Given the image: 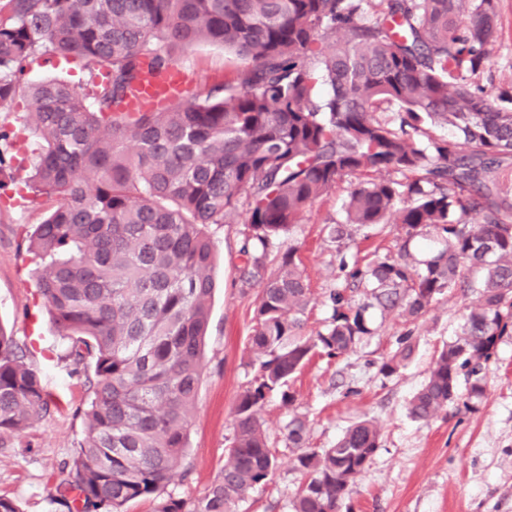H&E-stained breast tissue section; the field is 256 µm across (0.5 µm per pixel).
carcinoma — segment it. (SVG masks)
Returning a JSON list of instances; mask_svg holds the SVG:
<instances>
[{
  "label": "carcinoma",
  "mask_w": 512,
  "mask_h": 512,
  "mask_svg": "<svg viewBox=\"0 0 512 512\" xmlns=\"http://www.w3.org/2000/svg\"><path fill=\"white\" fill-rule=\"evenodd\" d=\"M497 31L496 0H3L0 110L29 99L42 146L30 188L55 205L28 236L37 288L89 402L72 458L75 480L58 501L79 512H239L266 485L278 451L261 411L320 353L340 358L373 336L374 316L412 323L441 296L481 274V301L459 337L437 351L408 403L430 421L463 396L486 394L484 365L512 333V97L494 103L472 86ZM201 42L245 67L206 93L162 110L124 108L146 71ZM43 57L78 61L87 78L32 82ZM394 109L390 115L381 107ZM454 128V139L433 135ZM346 176L357 182L329 237L394 222L396 257L341 259L345 287L330 291L327 327L301 336L311 302L288 248L271 249L303 212ZM242 216V277L260 286L249 337L258 364L235 405L224 465L191 502L166 493L188 449L203 373L213 292L208 228ZM438 244L413 253L416 238ZM413 353L400 337L380 372ZM465 379H460V376ZM51 398L25 351L0 330V448L48 414ZM305 481L293 512H353L350 483L381 443L371 419L331 448L306 447L307 423L286 427Z\"/></svg>",
  "instance_id": "obj_1"
}]
</instances>
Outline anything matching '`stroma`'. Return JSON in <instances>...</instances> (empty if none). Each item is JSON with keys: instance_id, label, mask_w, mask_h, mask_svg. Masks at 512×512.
<instances>
[{"instance_id": "obj_1", "label": "stroma", "mask_w": 512, "mask_h": 512, "mask_svg": "<svg viewBox=\"0 0 512 512\" xmlns=\"http://www.w3.org/2000/svg\"><path fill=\"white\" fill-rule=\"evenodd\" d=\"M498 32L478 81L491 99L512 92V0H497ZM233 55L210 44L178 55L193 77L192 90L207 91L224 76ZM28 100L0 111V126L12 129L11 152L18 180L31 173L40 141L28 122ZM343 178L335 190L302 216L280 251L296 248L313 300L302 318V335L327 325L330 290L339 288L340 255L357 251L398 253L403 230L387 224L362 228L344 250L330 242L327 226L343 216L350 188ZM50 201L27 194L14 204L0 201V329L27 353L52 395L48 414L37 420L0 453V494L13 498L21 512H67L56 504L61 479L73 478L68 464L82 436L81 412L88 403L84 373L73 370L36 288V265L27 251L26 232L44 218ZM247 230L242 220L210 227L215 244L214 282L204 347V368L189 425V448L170 485L174 497L204 495L224 464V450L234 432L237 396L254 376L249 336L259 288L241 277L239 247ZM473 289H453L434 302L413 324L390 315L374 336L347 356H315L292 382L293 408L271 398L262 419L281 464L272 480L240 505L239 512H292V500L304 476L290 463L285 439L290 412L306 416L307 446L332 447L345 429L361 418L381 427V445L365 471L348 487L354 512H512V335L502 337L485 367L487 390L481 404L449 403L428 422L411 418L407 405L424 384L434 354L456 340L466 309L477 303ZM412 334L410 362L392 376L379 366Z\"/></svg>"}]
</instances>
